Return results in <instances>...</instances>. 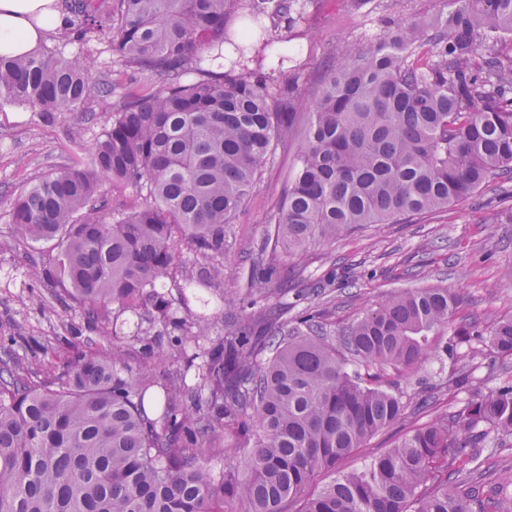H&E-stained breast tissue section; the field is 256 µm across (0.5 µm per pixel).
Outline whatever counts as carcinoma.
I'll list each match as a JSON object with an SVG mask.
<instances>
[{"instance_id":"cac0c4a2","label":"carcinoma","mask_w":512,"mask_h":512,"mask_svg":"<svg viewBox=\"0 0 512 512\" xmlns=\"http://www.w3.org/2000/svg\"><path fill=\"white\" fill-rule=\"evenodd\" d=\"M311 2L72 0L64 46L0 56V102L46 121L116 94L91 73L95 29L153 86L119 95L91 150L11 204L19 236L58 241L38 282L112 349L57 351L33 371L0 346V512H512V487L486 481L480 461L489 437L512 436V380L462 377L453 410L306 494L406 418L403 395L379 381L421 367L427 337L448 333L452 357L466 346L512 360V317L458 324L456 294L434 287L400 289L334 334L314 314L288 322L270 307L285 291L280 249L298 255L512 183V0H446L348 45L307 103L283 44ZM300 125L251 312L217 335L204 311L177 316L163 288L219 287L227 226ZM129 189L142 202L127 206ZM128 312L145 353L165 329L176 368L125 374Z\"/></svg>"}]
</instances>
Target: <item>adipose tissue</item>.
I'll list each match as a JSON object with an SVG mask.
<instances>
[{"label":"adipose tissue","mask_w":512,"mask_h":512,"mask_svg":"<svg viewBox=\"0 0 512 512\" xmlns=\"http://www.w3.org/2000/svg\"><path fill=\"white\" fill-rule=\"evenodd\" d=\"M55 0H0V54L30 52L60 21Z\"/></svg>","instance_id":"1"}]
</instances>
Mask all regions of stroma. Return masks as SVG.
Here are the masks:
<instances>
[{"label": "stroma", "instance_id": "35a3bbf8", "mask_svg": "<svg viewBox=\"0 0 512 512\" xmlns=\"http://www.w3.org/2000/svg\"><path fill=\"white\" fill-rule=\"evenodd\" d=\"M443 8L442 0H411L407 10L381 7L365 18L346 11L341 0H319L310 12V38L296 41L304 69L303 97L314 98L329 62L361 32H380L405 14L431 15ZM88 47L94 75H110L119 89L149 94V82L117 62L106 33L90 34ZM89 111L97 113L96 121L86 120ZM111 119L110 108L99 101L83 110L58 112L49 123L31 109L0 106V340L17 337L14 355L21 362L33 361L40 343L62 350L83 347L84 319L78 308L61 307L46 289L36 288L32 262L52 266L58 246L53 240H22L10 220L11 202L22 188L65 166L68 148L87 152ZM294 155L291 147L277 150L263 168L256 191L228 229L224 301L208 308L214 323H222L230 312L247 313L243 298L260 273L258 253L267 238L263 218L279 197ZM511 208V195L486 188L445 210L399 224L354 228L336 241L311 244L302 255L283 261L289 277L283 316L290 319L321 310L324 323L335 328L396 290L421 287L455 292L461 321L511 316L512 281L505 278L504 268L512 262V224L499 221ZM331 278L338 283L332 294L314 295V287ZM447 343L445 336L430 337V359L418 370L393 377V389L409 398L427 388L437 407L444 410L466 396L455 385L460 372H467L474 384L485 388L512 379V360L495 363L479 355L458 362L448 355ZM406 432L402 424L388 427L346 457L336 472L363 470Z\"/></svg>", "mask_w": 512, "mask_h": 512}]
</instances>
